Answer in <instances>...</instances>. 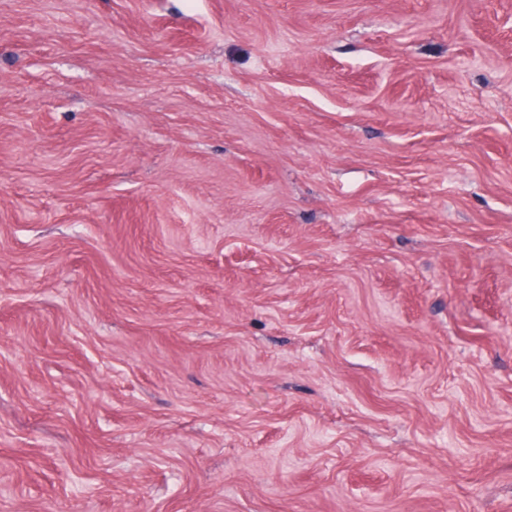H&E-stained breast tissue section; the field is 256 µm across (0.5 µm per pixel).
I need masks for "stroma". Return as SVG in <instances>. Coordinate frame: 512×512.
<instances>
[{"mask_svg":"<svg viewBox=\"0 0 512 512\" xmlns=\"http://www.w3.org/2000/svg\"><path fill=\"white\" fill-rule=\"evenodd\" d=\"M0 512H512V0H0Z\"/></svg>","mask_w":512,"mask_h":512,"instance_id":"obj_1","label":"stroma"}]
</instances>
